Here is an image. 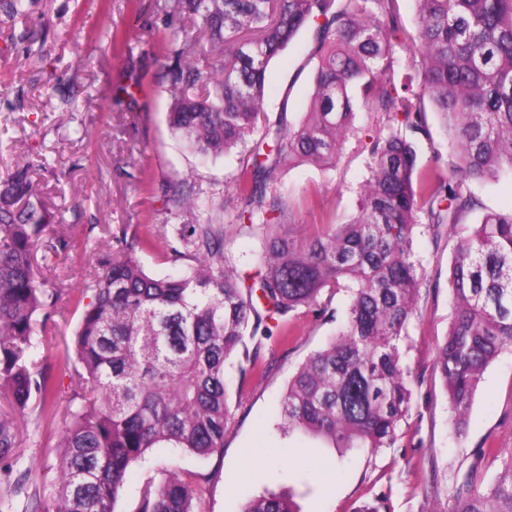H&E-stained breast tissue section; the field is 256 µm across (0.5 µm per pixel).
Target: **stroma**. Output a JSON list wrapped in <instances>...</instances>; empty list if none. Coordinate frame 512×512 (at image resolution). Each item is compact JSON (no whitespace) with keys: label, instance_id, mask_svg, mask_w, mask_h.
Here are the masks:
<instances>
[{"label":"stroma","instance_id":"stroma-1","mask_svg":"<svg viewBox=\"0 0 512 512\" xmlns=\"http://www.w3.org/2000/svg\"><path fill=\"white\" fill-rule=\"evenodd\" d=\"M171 0H31L25 18L0 13V176L18 155L47 158L38 171L42 198L59 211L66 226L67 252L48 255L41 264L46 289L59 286L78 294L92 264L110 260L115 236L151 237V247H134L132 257L156 275L171 273L164 254V226L188 223L185 213L168 209L148 190L181 184L188 171L219 183L227 202L226 219L236 212L234 158L199 165L167 123L170 97L160 82L164 57L156 35L182 33L183 21ZM401 24L393 35L397 79L420 80L421 61L405 49L416 29L412 0H398ZM315 43L302 32L270 64L266 112L295 118L309 108ZM135 86V100L126 89ZM430 138L418 141L419 165L439 163L448 170L456 157L437 114H430ZM369 176L367 156L357 136L347 135L328 170L303 164L284 166L279 174L288 197L284 223L307 231L309 225L344 219L354 213ZM482 209L469 214L512 210V178L502 176L473 185ZM455 239L447 225L418 234L415 250L424 270L414 318L408 329L406 360L416 380L405 439L378 451H339L306 436L283 434L280 401L291 376L311 352L322 348L344 318L349 299L334 297L336 321L307 315L291 341L268 342L263 372L239 385L242 354L225 364L229 386H242L231 398L232 422L224 435L222 456L201 458L180 448H155L135 465L120 491L117 512H135L147 482L158 480L160 466L208 473L210 482L200 512H239L249 500L272 491L292 498L299 512H357L384 501V512H442L472 462V452L486 437L512 450V355L490 364L475 394L466 430L448 422V403L438 374L436 351L454 316L448 268ZM80 317L74 304L52 310L47 329L54 341L42 349L43 366L58 376L71 348ZM17 420L23 430V455L12 476L25 481V495L15 502L24 512L36 495V512H52L56 495V444L61 419L25 410Z\"/></svg>","mask_w":512,"mask_h":512}]
</instances>
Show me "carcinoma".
<instances>
[{"label": "carcinoma", "mask_w": 512, "mask_h": 512, "mask_svg": "<svg viewBox=\"0 0 512 512\" xmlns=\"http://www.w3.org/2000/svg\"><path fill=\"white\" fill-rule=\"evenodd\" d=\"M395 2L174 0L189 32L164 44L168 125L203 159L236 152L240 206L226 224L224 194L162 190L165 203L195 216L168 239L166 259L183 270L160 277L123 255L94 269L76 297L65 388L35 357L48 341L38 315L65 296L43 288L35 266L56 224L32 176L45 163L22 158L0 180V463L20 451L17 412L55 418L68 396L54 512H116L132 466L152 448L221 453L232 418L226 360L254 341L239 364L245 382L260 372L265 342L291 340L308 313L326 317L341 292L350 296L346 317L289 382L284 428L332 448L404 438L414 378L403 346L424 279L414 250L421 217L456 237L455 316L434 368L464 431L483 372L512 354V211L462 224L478 207L470 183L512 175V0H415L408 49L424 65L417 89L395 82ZM304 28L315 41L310 112L272 122L263 107L269 65ZM427 100L457 152L446 175L417 164L416 143L431 136ZM359 102L378 130L364 142L370 177L357 212L311 234L285 229L279 170L335 162ZM237 233L255 243L244 262L226 243ZM474 456L443 512H512V451L487 438ZM160 475L136 512H195L205 476L166 467ZM18 492L0 484V512H13ZM241 512L297 510L267 492Z\"/></svg>", "instance_id": "cac0c4a2"}]
</instances>
